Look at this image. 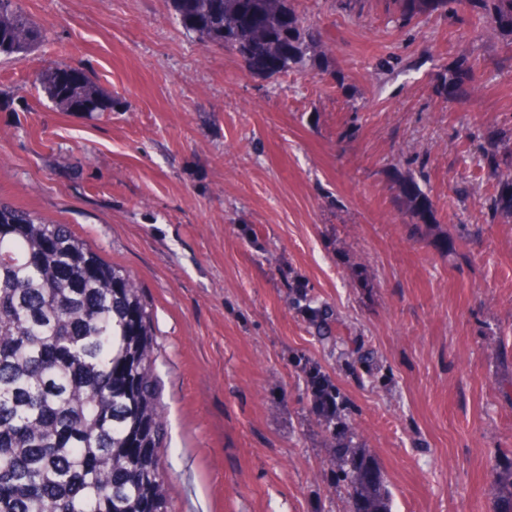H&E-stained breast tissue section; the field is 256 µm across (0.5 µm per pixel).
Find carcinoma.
Wrapping results in <instances>:
<instances>
[{
    "label": "carcinoma",
    "instance_id": "1",
    "mask_svg": "<svg viewBox=\"0 0 512 512\" xmlns=\"http://www.w3.org/2000/svg\"><path fill=\"white\" fill-rule=\"evenodd\" d=\"M471 2L478 23L512 35V0H400V7L412 19ZM170 7L186 30L259 75L325 56L321 32L292 0H170ZM42 40L20 0H0V53L22 54ZM61 69L41 78L61 110L110 108L88 76L61 86ZM499 155L512 157V135L482 157L497 180L490 210L512 219V170L500 172ZM397 201L433 221L414 180L400 184ZM288 288L310 326L327 335L341 326L302 280L288 278ZM156 362L155 307L134 276L69 225L0 199V512H171L158 456L167 418ZM308 376L326 446L349 449L331 458V474L350 512H392L381 469L353 444L339 389L316 368ZM496 475V512H512V458Z\"/></svg>",
    "mask_w": 512,
    "mask_h": 512
}]
</instances>
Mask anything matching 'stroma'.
I'll return each instance as SVG.
<instances>
[{"mask_svg": "<svg viewBox=\"0 0 512 512\" xmlns=\"http://www.w3.org/2000/svg\"><path fill=\"white\" fill-rule=\"evenodd\" d=\"M293 3L329 47L324 76L254 74L168 0H21L44 40L0 55V198L70 225L153 302L173 512H347L309 366L341 390L392 512H494L512 219L492 216L479 161L512 132V42L470 5L406 23L396 0ZM464 54L476 77L448 96ZM54 63L114 108H57L39 81ZM405 176L436 225L396 204ZM292 275L346 322L343 345L293 309Z\"/></svg>", "mask_w": 512, "mask_h": 512, "instance_id": "obj_1", "label": "stroma"}]
</instances>
